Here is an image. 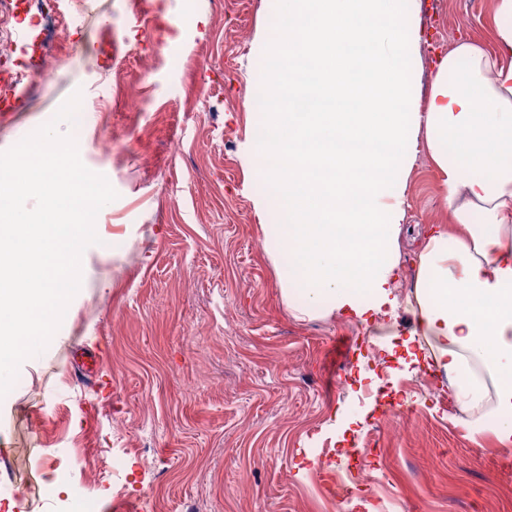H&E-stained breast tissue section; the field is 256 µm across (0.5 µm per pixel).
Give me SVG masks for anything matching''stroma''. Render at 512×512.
<instances>
[{
	"mask_svg": "<svg viewBox=\"0 0 512 512\" xmlns=\"http://www.w3.org/2000/svg\"><path fill=\"white\" fill-rule=\"evenodd\" d=\"M88 2L55 76L0 112L4 151L80 93L84 123L58 131L118 194L0 413V512H512V444L467 430L443 371L400 361L406 339L437 347L408 305L428 232L450 221L425 134L403 181L395 310L301 315L262 230L288 205L253 163L281 0ZM496 7L417 0L419 112L456 42L493 46ZM107 43L111 63L90 71ZM16 477L32 503L12 500ZM60 478L70 497L51 494Z\"/></svg>",
	"mask_w": 512,
	"mask_h": 512,
	"instance_id": "1",
	"label": "stroma"
}]
</instances>
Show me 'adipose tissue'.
I'll return each mask as SVG.
<instances>
[{
  "label": "adipose tissue",
  "instance_id": "ef3b65f1",
  "mask_svg": "<svg viewBox=\"0 0 512 512\" xmlns=\"http://www.w3.org/2000/svg\"><path fill=\"white\" fill-rule=\"evenodd\" d=\"M407 0H288L269 51L265 137L257 170L288 204L269 245L286 261L284 301L305 315L365 318L394 305L397 188L419 131L442 173L451 224L419 257L417 327L439 345L435 365L477 417L471 430L512 441V0H498L494 50L460 41L441 58L426 113L410 96L416 33ZM281 156L270 170L269 152Z\"/></svg>",
  "mask_w": 512,
  "mask_h": 512
}]
</instances>
